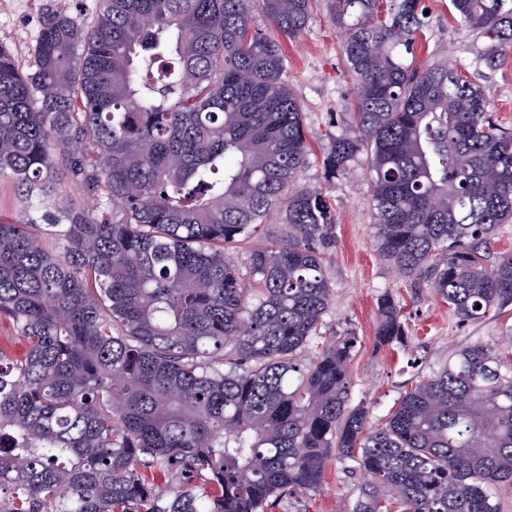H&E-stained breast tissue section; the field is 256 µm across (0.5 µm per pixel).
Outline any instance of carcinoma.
Segmentation results:
<instances>
[{
    "mask_svg": "<svg viewBox=\"0 0 512 512\" xmlns=\"http://www.w3.org/2000/svg\"><path fill=\"white\" fill-rule=\"evenodd\" d=\"M316 0H104L84 29L52 11L32 69L0 46V181L51 209L0 222V318L26 343L0 349V512H263L316 490L331 456L359 460L351 512H500L512 482V360L459 349L380 428L350 404L347 333L304 363L332 301L319 243L336 224L309 160L279 40ZM489 44L512 47L507 0H450ZM424 0H336L354 78L349 128L324 174L359 156L371 174L380 255L426 274L462 321L512 303V252L484 249L512 223V129L482 87L445 62L414 65ZM74 185L102 198L78 208ZM288 240L224 251L275 209ZM378 341L404 336L390 297ZM181 478L162 489L154 471ZM390 494L383 499L381 492Z\"/></svg>",
    "mask_w": 512,
    "mask_h": 512,
    "instance_id": "carcinoma-1",
    "label": "carcinoma"
}]
</instances>
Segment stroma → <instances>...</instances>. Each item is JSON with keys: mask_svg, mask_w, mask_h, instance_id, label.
Segmentation results:
<instances>
[{"mask_svg": "<svg viewBox=\"0 0 512 512\" xmlns=\"http://www.w3.org/2000/svg\"><path fill=\"white\" fill-rule=\"evenodd\" d=\"M4 2L0 0V44L24 64L33 59L48 5L70 12L86 26L101 7V0H26L25 7L9 9ZM426 5L431 27L418 64L452 60L463 75L482 86L498 121L512 128V49L503 53L495 70L486 69L478 62L487 42L485 34L462 26L449 0H426ZM341 39L334 0H317L305 30L283 41L288 62L282 79L302 108L312 150L296 184L322 189L336 212V227L323 247L327 276L334 287L332 302L319 336L306 346L302 357L314 360L327 341L354 333L351 402L365 405L371 425L378 427L412 386L440 371L457 350L474 343L495 344L512 333V304L490 311L481 321L460 322L428 283L402 276L379 255L366 164L355 163L343 175L325 178L321 157L330 135L339 132L352 110L354 82L340 51ZM284 234L279 218L270 217L248 242L226 250L225 258L240 275H248L250 251ZM386 295L399 305L406 330L402 341L390 346L379 345L376 336L378 304ZM363 480L356 460L335 458L318 490L270 498L264 512H348Z\"/></svg>", "mask_w": 512, "mask_h": 512, "instance_id": "1", "label": "stroma"}]
</instances>
